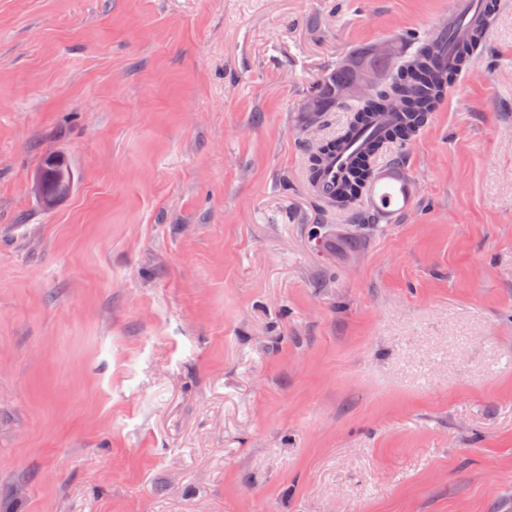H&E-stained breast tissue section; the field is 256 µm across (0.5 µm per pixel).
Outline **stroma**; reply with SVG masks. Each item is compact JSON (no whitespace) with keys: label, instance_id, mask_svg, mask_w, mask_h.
Wrapping results in <instances>:
<instances>
[{"label":"stroma","instance_id":"stroma-1","mask_svg":"<svg viewBox=\"0 0 512 512\" xmlns=\"http://www.w3.org/2000/svg\"><path fill=\"white\" fill-rule=\"evenodd\" d=\"M504 2L368 231L300 106L452 0H0V512H512Z\"/></svg>","mask_w":512,"mask_h":512}]
</instances>
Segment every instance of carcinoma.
<instances>
[{"label": "carcinoma", "mask_w": 512, "mask_h": 512, "mask_svg": "<svg viewBox=\"0 0 512 512\" xmlns=\"http://www.w3.org/2000/svg\"><path fill=\"white\" fill-rule=\"evenodd\" d=\"M483 42V25L469 24L466 45L456 48V63L453 67L435 68L431 65V54L442 51L440 40H434L428 52L421 50L423 40L415 38L411 52L396 59H387L370 52H358L356 56L370 67L389 74V81L380 89L359 102L336 100V87L350 83L356 77L353 70L337 67L323 78L314 82L309 97L320 103V111L328 112L334 107H346L351 112L345 131L338 137L317 143L310 149L308 176H313L317 166L335 151H341L345 144L357 140L363 131L374 122L376 112L387 108L392 112H403L405 119L398 125H384L375 128L357 151L351 164L350 175L336 187L333 207L340 212H350L356 222L369 227L386 213L387 201L391 197L376 196L375 186L381 178H394L388 172L379 178L376 156L388 142L407 143L430 120L437 104L458 79V70L467 65L468 51L476 50Z\"/></svg>", "instance_id": "obj_1"}]
</instances>
